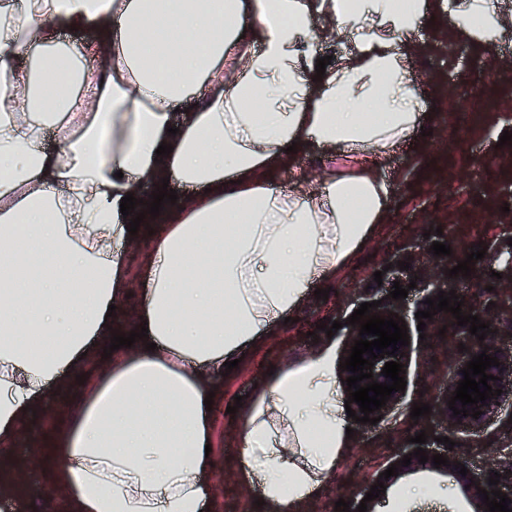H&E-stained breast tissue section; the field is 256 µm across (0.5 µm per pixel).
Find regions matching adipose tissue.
<instances>
[{
  "label": "adipose tissue",
  "instance_id": "adipose-tissue-1",
  "mask_svg": "<svg viewBox=\"0 0 512 512\" xmlns=\"http://www.w3.org/2000/svg\"><path fill=\"white\" fill-rule=\"evenodd\" d=\"M428 7L448 10L457 40L508 35L497 0L0 5V497L34 460L69 512H213L204 400L224 395L209 372L281 335L312 281L336 280L387 214L385 180L332 167L315 186L286 149L381 160L412 137L411 35ZM317 14L345 43L321 78ZM166 177L185 193L130 267L120 201L147 210L143 185ZM133 290L130 321L149 332L108 351V307ZM80 376L88 396L73 406ZM61 409L50 438L30 430L33 413ZM240 417L243 481L260 480L267 512H301L347 443L334 348L275 369ZM23 436L27 459L13 453Z\"/></svg>",
  "mask_w": 512,
  "mask_h": 512
}]
</instances>
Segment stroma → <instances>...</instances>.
I'll use <instances>...</instances> for the list:
<instances>
[{
  "instance_id": "1",
  "label": "stroma",
  "mask_w": 512,
  "mask_h": 512,
  "mask_svg": "<svg viewBox=\"0 0 512 512\" xmlns=\"http://www.w3.org/2000/svg\"><path fill=\"white\" fill-rule=\"evenodd\" d=\"M448 26L442 16L427 12L415 21L420 53L410 76L422 88L421 111L430 115L422 132L414 133L385 162H364L393 186L384 224L331 283L328 299L309 295L286 335L268 340L239 369L210 376L223 389L225 403L213 433L216 512H265L257 505L258 489L241 479V422L238 415L228 413V406L234 405L236 396H256L267 370L297 365L325 343L344 354L351 333L347 318L360 304L385 299L397 283L409 289L404 304L412 329L404 397L376 424L345 419L354 433L335 470L303 512H336L340 500L356 505L410 437L421 431L428 437V453L466 457L485 474L512 473V393L501 396L480 427L448 428L436 407L449 379L464 363L462 338L448 328L444 311L419 325L415 314L424 309L428 294L410 288L412 271L391 264L393 255L406 251L427 258L430 236L437 232L452 249L449 266H457L473 251L485 252L484 258L471 262L469 276L454 279L465 306L496 301L499 287L512 283V228L496 221L503 208H512V195L499 191L512 184V168L504 163L512 156V140L501 139L503 132L512 133V114L500 109L503 102H512V39L487 50L445 38ZM472 90L479 94L475 110L468 124L458 126L451 109ZM378 271L383 274L379 280L374 277ZM336 321L340 329L326 335V326ZM420 403L428 404L431 412L412 420V407ZM444 436L453 441V449L441 444ZM24 481L25 495L7 501L0 512H64L44 467L29 466ZM371 507L373 512H484L486 505L464 491L451 474L419 466L396 478Z\"/></svg>"
}]
</instances>
